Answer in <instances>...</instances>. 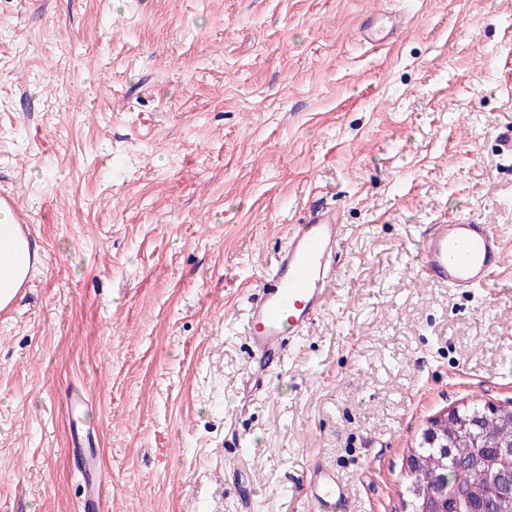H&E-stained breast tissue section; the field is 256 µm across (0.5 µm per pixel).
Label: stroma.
Masks as SVG:
<instances>
[{
	"label": "stroma",
	"instance_id": "obj_1",
	"mask_svg": "<svg viewBox=\"0 0 512 512\" xmlns=\"http://www.w3.org/2000/svg\"><path fill=\"white\" fill-rule=\"evenodd\" d=\"M409 16L381 49L373 9ZM512 0H0V196L41 263L0 311V512H83L71 392L103 512H407L429 422L512 408V264L418 274L430 225L512 256ZM348 233L309 334L252 393L259 278L309 209ZM451 256L455 257L453 261ZM502 236L488 224H433L420 241L418 273L423 279L468 291L488 285L503 269ZM310 488L307 495L319 512H334L336 509L347 511L350 500L343 484L333 470L315 465L302 477Z\"/></svg>",
	"mask_w": 512,
	"mask_h": 512
}]
</instances>
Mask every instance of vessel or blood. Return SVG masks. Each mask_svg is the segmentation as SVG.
<instances>
[{
    "label": "vessel or blood",
    "instance_id": "1",
    "mask_svg": "<svg viewBox=\"0 0 512 512\" xmlns=\"http://www.w3.org/2000/svg\"><path fill=\"white\" fill-rule=\"evenodd\" d=\"M405 15L371 13L361 21V41L370 47L391 43L407 25ZM347 234L334 209L311 210L288 232L260 277L244 322V334L262 364L284 360L287 338L307 334L336 286V255ZM506 249L490 225L443 223L420 241L418 273L466 291L488 285L503 269ZM317 512H348L349 496L333 470L313 466L304 477Z\"/></svg>",
    "mask_w": 512,
    "mask_h": 512
}]
</instances>
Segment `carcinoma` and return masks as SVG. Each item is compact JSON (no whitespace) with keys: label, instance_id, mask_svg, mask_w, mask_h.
<instances>
[{"label":"carcinoma","instance_id":"obj_1","mask_svg":"<svg viewBox=\"0 0 512 512\" xmlns=\"http://www.w3.org/2000/svg\"><path fill=\"white\" fill-rule=\"evenodd\" d=\"M485 417V431L504 443L512 442V424H505L493 415L486 414V406L477 403L460 408L458 421ZM476 449L464 439H448V449L418 447L413 455L422 462L417 474L411 476L407 492L410 502L418 504L433 499L448 487L456 484L473 483L478 497L487 512H508L512 506V467L505 464L495 478H489L470 470Z\"/></svg>","mask_w":512,"mask_h":512}]
</instances>
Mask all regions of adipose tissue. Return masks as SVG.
<instances>
[{"mask_svg": "<svg viewBox=\"0 0 512 512\" xmlns=\"http://www.w3.org/2000/svg\"><path fill=\"white\" fill-rule=\"evenodd\" d=\"M39 261L37 248L8 208H0V308L7 306Z\"/></svg>", "mask_w": 512, "mask_h": 512, "instance_id": "1", "label": "adipose tissue"}]
</instances>
